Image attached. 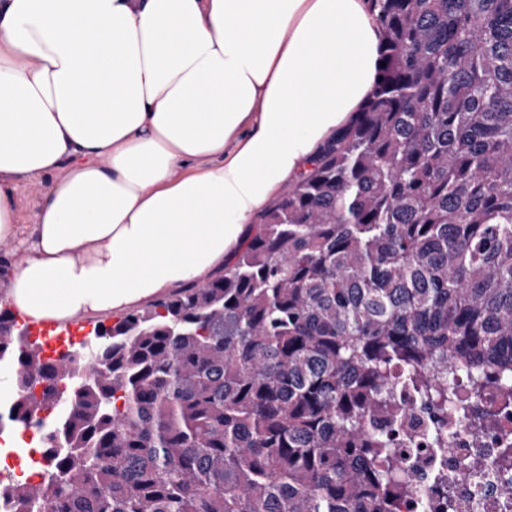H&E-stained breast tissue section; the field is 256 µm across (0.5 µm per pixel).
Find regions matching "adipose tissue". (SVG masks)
<instances>
[{
    "label": "adipose tissue",
    "mask_w": 512,
    "mask_h": 512,
    "mask_svg": "<svg viewBox=\"0 0 512 512\" xmlns=\"http://www.w3.org/2000/svg\"><path fill=\"white\" fill-rule=\"evenodd\" d=\"M380 42L368 0H0L10 303L63 323L204 283L357 112ZM51 181L52 178L48 176L43 181H25L20 184L17 192L19 199V223H34L33 202L40 197Z\"/></svg>",
    "instance_id": "obj_1"
}]
</instances>
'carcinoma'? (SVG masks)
Listing matches in <instances>:
<instances>
[{
  "label": "carcinoma",
  "instance_id": "obj_1",
  "mask_svg": "<svg viewBox=\"0 0 512 512\" xmlns=\"http://www.w3.org/2000/svg\"><path fill=\"white\" fill-rule=\"evenodd\" d=\"M378 77L224 273L53 359L0 294V435L39 436L9 512H392L408 389L512 391V0H369Z\"/></svg>",
  "mask_w": 512,
  "mask_h": 512
}]
</instances>
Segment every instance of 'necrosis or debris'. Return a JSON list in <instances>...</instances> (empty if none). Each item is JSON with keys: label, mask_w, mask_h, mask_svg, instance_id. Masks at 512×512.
Listing matches in <instances>:
<instances>
[{"label": "necrosis or debris", "mask_w": 512, "mask_h": 512, "mask_svg": "<svg viewBox=\"0 0 512 512\" xmlns=\"http://www.w3.org/2000/svg\"><path fill=\"white\" fill-rule=\"evenodd\" d=\"M483 392L470 400L468 421L449 424L442 448L424 449L404 478L418 484L421 497L397 500L395 512H496L499 485L498 451L512 446V398L504 399L488 373ZM487 464L481 486H474L463 471L471 458Z\"/></svg>", "instance_id": "necrosis-or-debris-1"}]
</instances>
